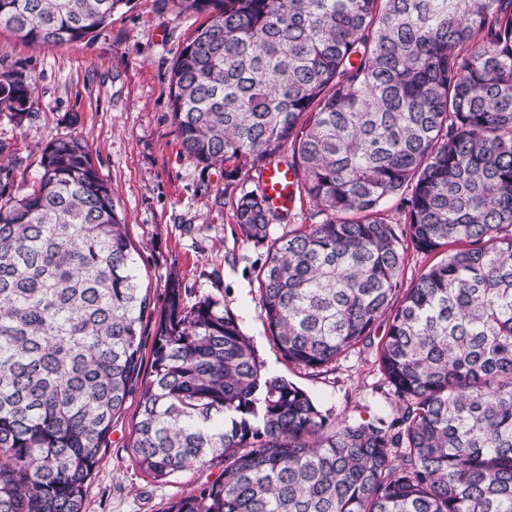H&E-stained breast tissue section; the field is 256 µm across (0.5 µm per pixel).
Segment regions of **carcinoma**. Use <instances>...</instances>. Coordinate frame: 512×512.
<instances>
[{"mask_svg":"<svg viewBox=\"0 0 512 512\" xmlns=\"http://www.w3.org/2000/svg\"><path fill=\"white\" fill-rule=\"evenodd\" d=\"M129 3L0 0V26L78 42ZM159 3L209 15L171 67L186 156L282 163L325 215L275 236L287 216L237 199L241 236L267 246L270 339L311 370L376 346L401 406L332 422L211 296L172 278L150 309L109 183L58 137L22 196L0 161V512H84L138 384L126 449L144 476L224 461L161 512H512V0ZM33 91L0 72V112L23 121ZM411 250L438 260L396 306Z\"/></svg>","mask_w":512,"mask_h":512,"instance_id":"obj_1","label":"carcinoma"}]
</instances>
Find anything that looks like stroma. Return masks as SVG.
Listing matches in <instances>:
<instances>
[{"instance_id": "1", "label": "stroma", "mask_w": 512, "mask_h": 512, "mask_svg": "<svg viewBox=\"0 0 512 512\" xmlns=\"http://www.w3.org/2000/svg\"><path fill=\"white\" fill-rule=\"evenodd\" d=\"M204 21L160 9L158 0H131L81 42L36 45L0 26V71L22 72L34 83L23 122L0 112V144L18 168L15 191L24 194L36 181L48 142L79 137L112 187L152 306L162 305L169 278H178L190 296L207 294L223 303L251 338L265 371L306 390L331 419L393 418L399 401L384 383L374 351L313 371L285 361L267 336L257 281L266 249L244 240L234 217L237 197L260 189L263 168L246 164L231 174L188 159L171 120V65ZM128 406L112 423L86 512H161L223 472L216 459L167 483L144 477L125 450L136 398Z\"/></svg>"}]
</instances>
